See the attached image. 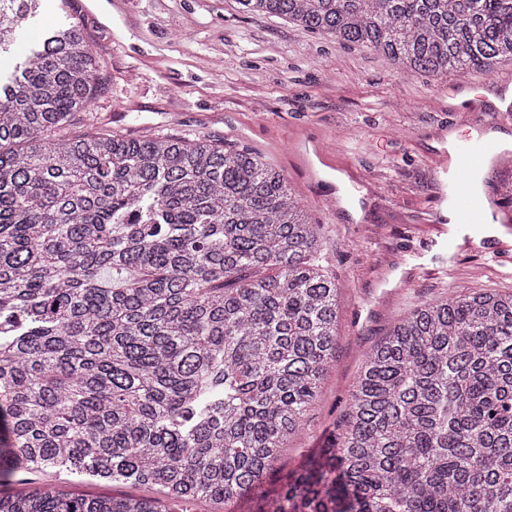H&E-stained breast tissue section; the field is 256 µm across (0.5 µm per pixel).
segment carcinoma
I'll return each instance as SVG.
<instances>
[{"label": "carcinoma", "mask_w": 512, "mask_h": 512, "mask_svg": "<svg viewBox=\"0 0 512 512\" xmlns=\"http://www.w3.org/2000/svg\"><path fill=\"white\" fill-rule=\"evenodd\" d=\"M463 77L512 60V0H238ZM42 0H0V57ZM105 68L56 24L0 74V483H135L171 505L263 490L336 358V279L260 155L60 130ZM258 512H512V293L410 311L366 355L338 436ZM0 512H169L149 497L0 492Z\"/></svg>", "instance_id": "1"}]
</instances>
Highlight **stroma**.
Segmentation results:
<instances>
[{
	"label": "stroma",
	"mask_w": 512,
	"mask_h": 512,
	"mask_svg": "<svg viewBox=\"0 0 512 512\" xmlns=\"http://www.w3.org/2000/svg\"><path fill=\"white\" fill-rule=\"evenodd\" d=\"M63 19L83 27L107 63L91 109L65 136L204 137L251 150L284 173L324 227L318 262L340 288L336 360L279 471L327 444L366 353L395 322L456 291H512V253L449 255L426 222L447 207L433 157L468 133L465 115L449 108L448 79L397 73L366 48L244 12L237 0H124L120 11L108 0H43L14 56ZM299 137L326 150L321 180L299 165ZM339 163L371 182L364 202H331ZM415 261L431 272L408 276ZM25 480L90 496L153 494L64 471H34Z\"/></svg>",
	"instance_id": "35a3bbf8"
}]
</instances>
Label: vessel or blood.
I'll use <instances>...</instances> for the list:
<instances>
[{"label": "vessel or blood", "instance_id": "vessel-or-blood-1", "mask_svg": "<svg viewBox=\"0 0 512 512\" xmlns=\"http://www.w3.org/2000/svg\"><path fill=\"white\" fill-rule=\"evenodd\" d=\"M484 109L505 117L512 115V71L500 75L494 89V99L487 102ZM298 153L302 163L310 170L316 164L327 161L323 148L311 140H299ZM504 155L501 146L490 138L488 124L476 121L469 135L457 143L453 156L449 157L448 166L453 171L450 193L455 204L456 227L448 229L436 216L430 219L436 238L447 240L449 253L482 249V242L470 233L474 225L490 221L502 224L512 222V210L505 207L500 192H478L472 186L477 172L496 166ZM344 173L347 180L339 185V192L349 197H365L371 193L370 182L359 176L352 167H345Z\"/></svg>", "mask_w": 512, "mask_h": 512}]
</instances>
